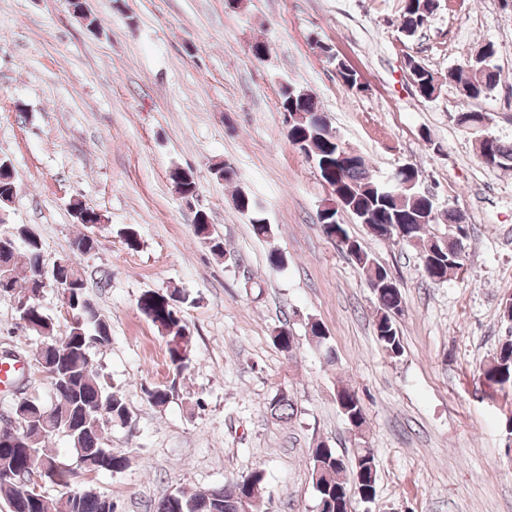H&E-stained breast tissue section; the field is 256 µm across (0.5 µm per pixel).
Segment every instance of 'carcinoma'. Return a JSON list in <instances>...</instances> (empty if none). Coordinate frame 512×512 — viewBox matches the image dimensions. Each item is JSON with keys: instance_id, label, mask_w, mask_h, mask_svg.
Listing matches in <instances>:
<instances>
[{"instance_id": "1", "label": "carcinoma", "mask_w": 512, "mask_h": 512, "mask_svg": "<svg viewBox=\"0 0 512 512\" xmlns=\"http://www.w3.org/2000/svg\"><path fill=\"white\" fill-rule=\"evenodd\" d=\"M439 0H404L399 23L400 32L413 36L426 26L438 8ZM497 54L494 44L488 43L456 69L448 72V80L454 81L466 91L471 99L490 93L498 83L499 71L493 64ZM407 65L413 68V80L419 96L431 98L440 89L439 73L423 66L413 56H408ZM279 105L292 119L288 124V138L300 150L306 149L314 155L318 168L327 162L336 165V152L340 146L336 134L325 123V118L316 109L320 103L315 97L302 98L299 91H290L283 86L279 93ZM490 149L492 160L478 154L488 166H512V145L495 138ZM0 166V203L6 208L5 199L10 197L11 187L16 181ZM181 197H192L197 193L194 172L179 168L170 172ZM409 174L402 171L397 182H378L369 173L365 159L358 155L354 161L337 165L326 182L336 187L346 199L345 209L356 218L367 217L366 226L376 237L399 242L416 248L422 255L425 278L435 284L448 280L465 267L466 245L469 237L468 225L462 223L459 213L448 210V231L442 235H426L432 220L430 215L435 202L416 187L407 188ZM237 210L248 215L253 233L266 237L271 226L264 223L265 217L248 195L238 193L234 197ZM75 219L104 226V216L80 202L72 206ZM387 225L406 227V236L400 238L395 232L385 231ZM195 235L201 237L214 252H224V242L207 232L203 218H198ZM366 272L369 285L377 286L389 276L387 269L376 263L361 246L354 249L341 247ZM42 257L41 241L20 226L8 238H0V293L10 294L17 289L28 296L26 308L18 311L25 326L43 339L41 358L55 365L57 374L50 377L51 400L45 403L37 398H20L13 407V419L0 424V492L5 494L9 512H114L112 500L78 478V473L60 463L48 451L46 442L61 435L75 449L83 473L108 472L116 474L127 467V457L116 454L103 446L102 428L106 424L102 411L112 408V422H125L128 408L120 390L100 380L92 370V357L112 343L108 322L86 297L84 281L75 267H70L68 276L73 288L63 299L67 308L69 325L63 341L56 336L57 320L39 302L36 289L31 287L33 266ZM177 293L164 294L157 291L143 292L137 306L140 312L158 328L165 339L166 352L173 378L170 384L155 386L145 394L156 406L166 405L177 393V380L189 368V330L176 305ZM379 308L375 321L377 338L389 354L401 351L400 332L396 316L403 313V298L400 289L384 288L377 297ZM486 380L499 385H512V342L501 344L500 350L483 367ZM336 403L349 429L354 435V459L346 465L336 449L318 443L310 449L311 473H319L315 484L321 512H349L350 502L343 492L350 488L353 477L360 476L367 490L365 500L376 494L377 465L373 449L366 435V417L356 392L341 388L336 392ZM270 413L280 420L294 415L293 400L281 391L269 402ZM45 470V481L65 489L51 502L45 491L35 493L24 484L30 472ZM268 495L263 474L254 472L250 476L231 481L221 487L194 494L183 491L171 493L155 506L154 512H257Z\"/></svg>"}]
</instances>
